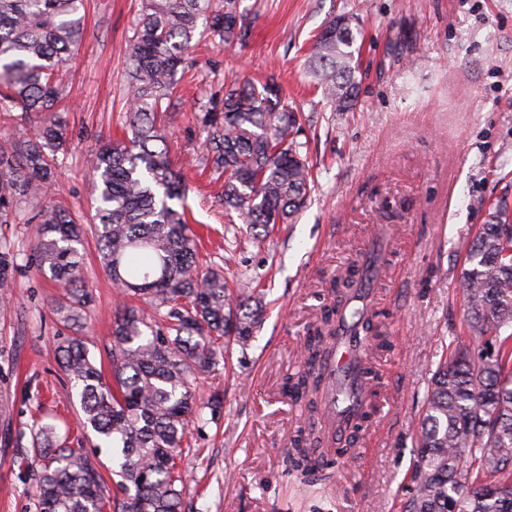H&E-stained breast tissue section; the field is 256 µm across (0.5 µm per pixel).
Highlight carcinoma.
Segmentation results:
<instances>
[{"instance_id":"1","label":"carcinoma","mask_w":512,"mask_h":512,"mask_svg":"<svg viewBox=\"0 0 512 512\" xmlns=\"http://www.w3.org/2000/svg\"><path fill=\"white\" fill-rule=\"evenodd\" d=\"M87 0H0V126L22 112L29 130L0 145V224L22 207L39 223L31 261L63 288L55 312L64 331L55 352L80 404V419L95 442L68 445L52 423L31 427L27 478L34 512H184L181 461L189 427L219 421L223 398L197 401L196 375L224 360V339L245 346L263 306L249 286H230L223 268L199 258L185 211L170 202L187 183L175 169L164 125L178 74L205 42L200 19L226 44L247 43L251 21L239 0H139L126 48L129 106L126 138L104 139L90 160V217L46 206L68 142L58 110L65 65L85 35ZM353 19L339 15L320 32L310 72L336 111L357 105ZM301 113L274 86L224 84V95L198 117L211 133L205 162L224 177V212L238 213L268 234L306 206L310 167L292 138ZM94 235L99 263L122 297L112 322L108 384L90 355L81 326L91 291L81 247ZM462 272L468 339L456 341L433 372L415 436L413 486L404 512H512V216L496 207L470 241ZM14 254L0 246V299H7ZM361 269L352 264L331 283L335 304L309 331L302 371L288 395L318 412L321 377L315 370L336 338L338 321L363 312L347 307ZM311 439L299 430L290 465L308 475L326 469ZM112 463L111 492L99 454Z\"/></svg>"}]
</instances>
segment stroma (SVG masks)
Instances as JSON below:
<instances>
[{
	"label": "stroma",
	"instance_id": "35a3bbf8",
	"mask_svg": "<svg viewBox=\"0 0 512 512\" xmlns=\"http://www.w3.org/2000/svg\"><path fill=\"white\" fill-rule=\"evenodd\" d=\"M138 0H90L86 38L70 63L64 104L72 141L46 204L90 210L89 160L100 137L123 135L126 46ZM247 44L208 46L172 97L170 154L187 175L185 206L199 248L230 282L264 292L260 327L247 346L228 342L198 397H224L219 423L192 425L182 458L190 512H400L427 388L445 344L464 335L461 276L466 248L490 208L512 207V0H240ZM354 17L358 104L336 112L309 71L315 41L335 16ZM275 81L304 120L310 199L296 223L246 232L219 202L223 182L202 157L197 116L227 81ZM392 240L378 284L375 323L391 341L378 352L383 418L359 438V454L329 479L292 472L287 450L299 412L282 388L300 365L309 329L330 305L332 279L356 260L375 225ZM37 223L0 224L16 253L13 300L0 306V512H33L25 465L39 412L80 437L67 377L55 354L57 287L30 262ZM93 291L83 329L104 378L112 318L122 299L85 245Z\"/></svg>",
	"mask_w": 512,
	"mask_h": 512
}]
</instances>
